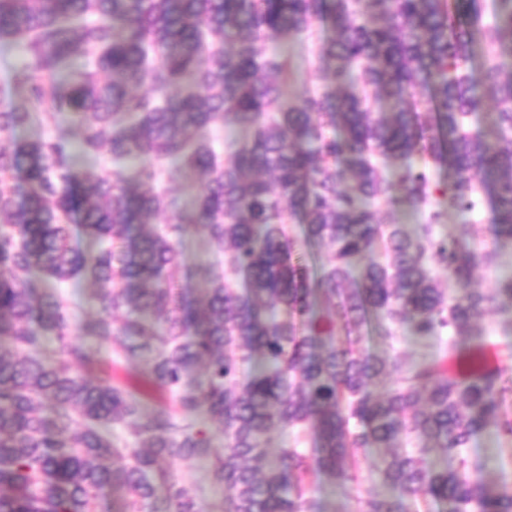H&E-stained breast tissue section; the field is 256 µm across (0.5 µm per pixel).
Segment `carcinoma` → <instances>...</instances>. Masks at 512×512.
I'll return each mask as SVG.
<instances>
[{"instance_id":"cac0c4a2","label":"carcinoma","mask_w":512,"mask_h":512,"mask_svg":"<svg viewBox=\"0 0 512 512\" xmlns=\"http://www.w3.org/2000/svg\"><path fill=\"white\" fill-rule=\"evenodd\" d=\"M317 24L323 85L290 100L278 42ZM0 41L22 43L0 108V512H98L110 487L125 512H328L316 485L348 487L373 448L390 494L356 512H512L469 454L488 428L512 440V386L482 359L512 276L472 283L512 242V0L490 23L479 0H0ZM61 115L78 139H15ZM486 204L484 228L436 234ZM198 233L224 268L179 283ZM75 283L101 305L80 331L143 386L70 341ZM401 334L462 368L362 347ZM155 392L173 405L147 411ZM282 428L315 440L273 454ZM174 459L223 496L186 494Z\"/></svg>"}]
</instances>
